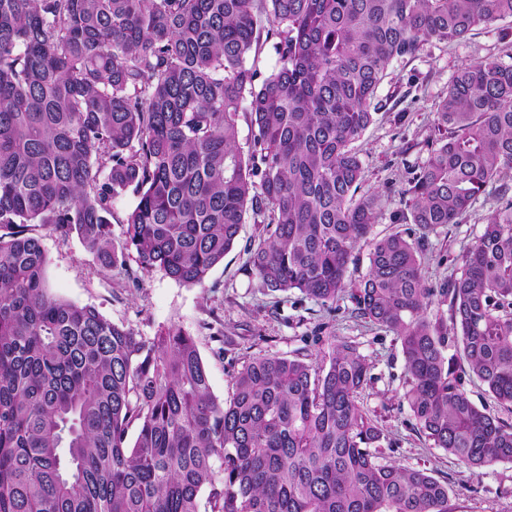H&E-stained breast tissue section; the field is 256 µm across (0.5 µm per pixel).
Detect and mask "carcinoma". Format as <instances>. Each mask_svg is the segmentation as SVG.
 <instances>
[{"instance_id": "obj_1", "label": "carcinoma", "mask_w": 512, "mask_h": 512, "mask_svg": "<svg viewBox=\"0 0 512 512\" xmlns=\"http://www.w3.org/2000/svg\"><path fill=\"white\" fill-rule=\"evenodd\" d=\"M509 18L512 0H0V512H448L427 469L379 461L354 345L320 365L254 356L221 402L181 328L147 338L53 296L40 228L202 285L266 214L249 274L326 310L351 294L400 344L418 430L469 467L512 463V424L463 388L512 406V65L459 69L404 190L421 235L372 240L350 271L380 210L352 144L389 64ZM490 186L460 275L426 287L429 233ZM464 388L470 399L480 408L486 407L502 420L512 423V412L508 411L497 403L487 388L476 378L466 377L464 380Z\"/></svg>"}]
</instances>
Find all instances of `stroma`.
Listing matches in <instances>:
<instances>
[{
	"label": "stroma",
	"mask_w": 512,
	"mask_h": 512,
	"mask_svg": "<svg viewBox=\"0 0 512 512\" xmlns=\"http://www.w3.org/2000/svg\"><path fill=\"white\" fill-rule=\"evenodd\" d=\"M511 56L512 19H507L477 27L460 41L425 42L414 55L390 63L377 90L374 121L355 144L365 168L362 189L381 200L374 237L394 232L410 240L418 237L407 219L404 190L428 157L436 102L463 65L504 62ZM495 205L494 191H487L460 223L430 234L424 254L427 287H440L455 276ZM264 225L263 217L248 216L237 244L202 286L179 284L157 269L143 270L133 255L125 268H106L75 235L64 239L44 230L40 236L53 294L94 306L145 337L172 326L194 336L218 400L230 398L232 377L249 357L278 354L310 360L328 352L329 337L354 343L370 375L358 403L383 431V461L428 469L447 484L452 512H512L511 464L468 468L432 447L415 429L404 398L409 388L404 360L391 331L361 317L351 298L326 311L299 291L271 292L248 276L247 249Z\"/></svg>",
	"instance_id": "35a3bbf8"
}]
</instances>
